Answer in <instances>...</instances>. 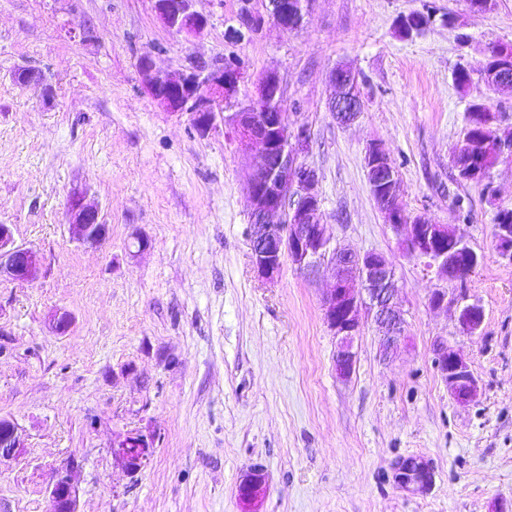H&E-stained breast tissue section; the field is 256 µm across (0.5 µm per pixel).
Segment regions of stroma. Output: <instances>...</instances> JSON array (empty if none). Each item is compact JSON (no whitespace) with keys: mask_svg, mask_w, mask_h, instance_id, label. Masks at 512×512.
<instances>
[{"mask_svg":"<svg viewBox=\"0 0 512 512\" xmlns=\"http://www.w3.org/2000/svg\"><path fill=\"white\" fill-rule=\"evenodd\" d=\"M266 3L197 0L209 26L188 39L153 0H0V224L42 259L34 282L0 281V415L24 440L0 462V512H48L65 466L79 512H240L237 485L254 467L269 476L262 512H512V264L492 233L497 208L512 207V157L491 169L490 197L450 164L470 103L489 102L512 128V92L482 79L491 47L512 44V0L483 13L468 0H311L300 28L265 20L227 42L242 12L264 16ZM428 7L453 24L397 31L400 15ZM146 53L163 76L228 56L247 83L278 74L290 122L310 131L303 159L334 243L381 253L395 271L405 340L394 359L368 323L352 376L337 378L328 268L287 262L276 280L258 277L249 160L229 132L200 134L148 95ZM340 66L361 92L349 125L328 107ZM21 67L42 84H20ZM457 68L471 75L466 90ZM374 143L410 216L454 225L457 199L468 202L463 231L483 257L463 288L484 311L476 334L431 309L439 281L385 223L365 169ZM77 191L110 228L100 246L69 233ZM139 237L150 243L141 253ZM59 310L73 316L62 335ZM438 339L468 361L474 402L449 395ZM132 430L154 437L135 475L112 457ZM410 459L428 467L426 485L399 482Z\"/></svg>","mask_w":512,"mask_h":512,"instance_id":"stroma-1","label":"stroma"}]
</instances>
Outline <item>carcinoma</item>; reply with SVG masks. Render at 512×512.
<instances>
[{
	"label": "carcinoma",
	"instance_id": "cac0c4a2",
	"mask_svg": "<svg viewBox=\"0 0 512 512\" xmlns=\"http://www.w3.org/2000/svg\"><path fill=\"white\" fill-rule=\"evenodd\" d=\"M432 23L429 12L413 11L399 18L397 28L401 35L408 37L413 29L424 30ZM504 62L512 65V45L500 44L492 47L483 79L493 89L511 91L512 84L502 85L494 79L498 75V64ZM470 109L480 112V125H469L465 128L462 139L452 149L451 163L457 181L480 184L489 178L491 169L501 158L497 145L504 142L512 144V129L500 128L498 116L483 102H473Z\"/></svg>",
	"mask_w": 512,
	"mask_h": 512
}]
</instances>
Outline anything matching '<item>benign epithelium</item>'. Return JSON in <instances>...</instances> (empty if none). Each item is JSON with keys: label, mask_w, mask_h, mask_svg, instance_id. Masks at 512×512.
Masks as SVG:
<instances>
[{"label": "benign epithelium", "mask_w": 512, "mask_h": 512, "mask_svg": "<svg viewBox=\"0 0 512 512\" xmlns=\"http://www.w3.org/2000/svg\"><path fill=\"white\" fill-rule=\"evenodd\" d=\"M196 0H154V9L162 24L187 38L201 36L209 19L195 9ZM310 0H268L270 19L278 27L288 29V17L304 18ZM253 15L240 16L239 26L227 31L230 43H241L253 33ZM142 83L148 94L165 111L189 116L198 132L207 134L222 129L231 132L237 149L249 155L260 148L259 160L245 175L247 208L252 220L250 254L259 277L276 279L285 260L297 269L308 271L327 258L331 265L334 286L323 299L327 327L336 336V372L347 378L354 370L353 342L364 320L371 319L381 330V351L393 355L405 339L403 318L394 302L398 292L395 272L387 260L374 259V252H357L346 247L331 246L327 225L320 222L321 199L313 192L317 172L300 159L310 143L306 126L288 121L283 111V90L279 76L267 72L255 83L250 97L241 93L245 72L238 66L222 62L197 61L190 68L170 77L156 74L153 59L147 55L139 62ZM346 73L335 70L331 82L335 95L331 111L340 123L354 121L359 110L356 99L342 93ZM365 168L372 194L386 223L413 255L428 259L429 267L441 282L452 279L456 262L439 248L441 238L448 236L446 224H416L399 217L392 204V194L383 188L396 181L388 151L379 143L368 147ZM69 232L84 245L98 246L107 237L97 208L83 202L80 193L71 195L68 205ZM39 254L14 242L10 225L0 224V279L32 282L41 274ZM436 310L453 308L459 329L472 335L482 329L484 312L476 302L465 296L448 295L437 288L430 298ZM435 365L453 398L471 402L478 395V381L468 361L460 355H448V341L438 339L433 345ZM24 447L17 423L0 416V459L16 458ZM153 454V440L139 432L125 434L112 448V455L131 474L139 473ZM401 478L406 483H423L426 470L415 463L402 466ZM269 477L261 468L245 472L237 486L241 512H260ZM50 512H77L76 489L68 469L56 472L48 489Z\"/></svg>", "instance_id": "1"}]
</instances>
